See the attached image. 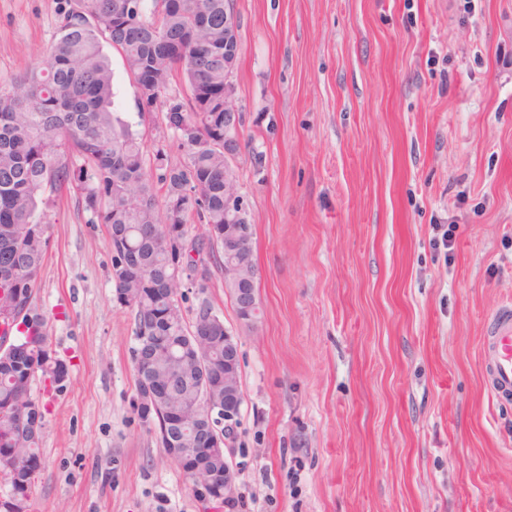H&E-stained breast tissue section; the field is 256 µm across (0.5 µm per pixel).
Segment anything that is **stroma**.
I'll return each instance as SVG.
<instances>
[{"label": "stroma", "mask_w": 512, "mask_h": 512, "mask_svg": "<svg viewBox=\"0 0 512 512\" xmlns=\"http://www.w3.org/2000/svg\"><path fill=\"white\" fill-rule=\"evenodd\" d=\"M60 5L0 0V83L43 65ZM233 8V168L262 313L241 322L217 268L178 295L186 323L209 305L239 343L230 512H512V401L482 366L512 303V0ZM104 51L115 110L185 162L168 98L140 115ZM88 218L74 190L46 210L34 304L70 382L31 383L47 412L29 512H206L138 415L134 314Z\"/></svg>", "instance_id": "35a3bbf8"}]
</instances>
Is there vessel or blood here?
<instances>
[{"mask_svg":"<svg viewBox=\"0 0 512 512\" xmlns=\"http://www.w3.org/2000/svg\"><path fill=\"white\" fill-rule=\"evenodd\" d=\"M483 357L491 391L502 397L512 395V306H503L494 313Z\"/></svg>","mask_w":512,"mask_h":512,"instance_id":"vessel-or-blood-1","label":"vessel or blood"}]
</instances>
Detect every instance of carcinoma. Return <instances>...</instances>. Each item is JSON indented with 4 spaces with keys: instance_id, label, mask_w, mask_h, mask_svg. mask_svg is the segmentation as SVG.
I'll use <instances>...</instances> for the list:
<instances>
[{
    "instance_id": "carcinoma-1",
    "label": "carcinoma",
    "mask_w": 512,
    "mask_h": 512,
    "mask_svg": "<svg viewBox=\"0 0 512 512\" xmlns=\"http://www.w3.org/2000/svg\"><path fill=\"white\" fill-rule=\"evenodd\" d=\"M228 0H65L56 40L44 66L0 85V306L25 312L31 334L0 354V455L10 494L0 501L27 512L35 491L44 412L29 393L38 374L69 378L60 361L47 363L44 315L32 306L37 277L49 248L42 206L71 188L84 195L89 222L109 231V246L137 256L136 269H112L119 302L133 308L136 340L160 345L147 369L137 370L142 402L153 400L142 375L186 378L159 401V423L172 412L193 417L224 399V389L200 387L191 358L183 355L189 336L177 298L164 300L151 288L170 274V241L186 233L190 216L204 224L193 242L219 266L224 264V7ZM121 54L139 91L140 108L162 97L178 77L187 84L189 111L171 109L169 122L189 147L187 161L171 164L156 153L157 181L147 177V144L113 109L114 73L104 44ZM149 72L144 84L139 75ZM201 356L224 365V332H215ZM199 471L217 476L212 508L224 495V449L194 455Z\"/></svg>"
}]
</instances>
